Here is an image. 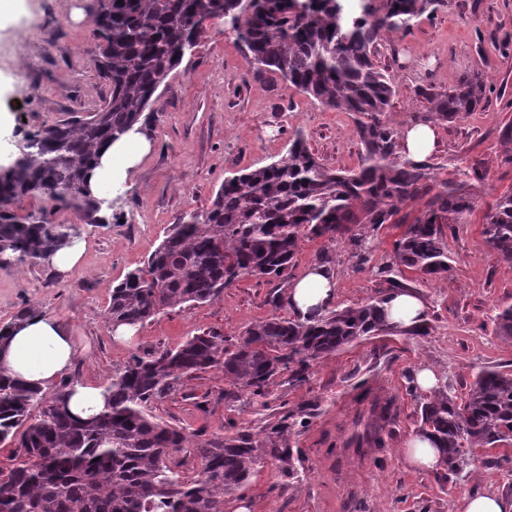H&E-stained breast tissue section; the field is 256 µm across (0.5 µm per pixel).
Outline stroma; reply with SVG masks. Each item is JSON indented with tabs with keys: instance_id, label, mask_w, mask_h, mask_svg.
Instances as JSON below:
<instances>
[{
	"instance_id": "stroma-1",
	"label": "stroma",
	"mask_w": 512,
	"mask_h": 512,
	"mask_svg": "<svg viewBox=\"0 0 512 512\" xmlns=\"http://www.w3.org/2000/svg\"><path fill=\"white\" fill-rule=\"evenodd\" d=\"M96 8L97 0H25L21 15L0 27V110L10 116L0 144L94 111L108 97L91 56ZM376 60L396 85L388 119L399 130L422 115L424 93L457 85L473 72L483 76L485 102L438 122L440 146L429 159L437 182L458 159L478 166L485 179L477 207L469 223L447 236L448 275L424 277L402 267L384 278L353 267L345 245L323 239L303 240L288 270L296 279L330 253L338 308L366 302L387 288L388 278L401 280L427 302L429 335L363 338L313 362L303 386L278 378L264 400L225 399L228 382L209 370L152 405L157 420L206 438L256 435L298 412L301 423L289 441L298 452L299 480L283 485L273 465L259 464L247 485L225 498L224 512H455L467 490L512 494V469L479 463L466 481L444 482L408 466L402 453L418 426V400L407 385L420 365L447 376L461 398L479 372L512 370V340L496 336L494 325L499 310L512 305V263L498 259L482 234L488 204L512 191V164L505 163L500 140L502 128L512 125V0H439L408 31L383 34ZM148 122L152 147L113 194L112 224L73 227L86 242L79 265L64 276L43 263L0 266V326L28 307L57 319L77 338L71 373L83 384L104 383L135 354L172 349L208 332L233 341L271 313L291 317L288 305L270 303L277 281L255 276L214 300L144 322L127 346L112 341L107 307L112 283L143 265L167 225L208 207L225 179L285 156L294 133L332 170L355 169L362 151L353 114L322 107L288 90L279 74L256 70L218 20L208 22L195 53L171 73ZM364 383L395 397L392 433L384 447L334 453L332 445L352 431Z\"/></svg>"
}]
</instances>
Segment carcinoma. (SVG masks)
I'll return each instance as SVG.
<instances>
[{
    "mask_svg": "<svg viewBox=\"0 0 512 512\" xmlns=\"http://www.w3.org/2000/svg\"><path fill=\"white\" fill-rule=\"evenodd\" d=\"M437 0H363L361 15L341 0H99L93 19V62L110 87L94 112L71 115L26 133L7 165H0V257L6 263H40L72 236L56 215L78 224H107L101 202L90 198L85 170L97 152L136 124L187 55L195 51L208 22L224 20L251 53L257 69L279 74L288 89L321 105L355 115L362 145L357 169L322 165L296 133L286 156L234 175L210 206L171 224L144 266L129 271L110 290L108 316L138 325L166 309L214 299L245 276L287 279L302 239L349 244L358 268L372 261V238L359 232L403 224L384 274L403 266L423 276L450 268L447 230L466 224L483 175L460 161L452 177L434 189L430 166L402 154L400 133L386 120L396 93L375 63L382 34L404 30ZM485 84L473 75L456 93L426 94L427 119L448 121L473 111ZM34 196L39 210L20 212L15 203ZM424 200L418 215H400V205ZM483 235L493 253L512 262V192L500 195L484 215ZM395 281L363 304L333 309L310 319L272 314L246 329L230 348L224 336L207 333L180 347L134 355L104 382V411L74 417L69 401L79 381L68 378L51 391L19 382L0 371V446L16 443L12 467L0 470V512H224V496L242 488L255 466L272 462L288 486L299 478L289 435L297 425L288 413L262 430L213 440L183 426L158 421L151 405L180 390L197 372L216 370L234 391L264 398L287 375L299 387L311 362L365 336L430 335L423 323L404 329L389 322L385 304L404 291ZM495 330L512 338V306L496 315ZM345 448H382L394 423L396 399L367 387ZM62 404L65 412L57 410ZM418 430L434 437L448 474L470 472L472 449L493 451L484 464L512 466V372L485 370L468 397L439 379L419 399ZM198 461L187 476L175 458Z\"/></svg>",
    "mask_w": 512,
    "mask_h": 512,
    "instance_id": "cac0c4a2",
    "label": "carcinoma"
}]
</instances>
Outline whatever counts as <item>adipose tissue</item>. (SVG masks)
<instances>
[{
  "label": "adipose tissue",
  "mask_w": 512,
  "mask_h": 512,
  "mask_svg": "<svg viewBox=\"0 0 512 512\" xmlns=\"http://www.w3.org/2000/svg\"><path fill=\"white\" fill-rule=\"evenodd\" d=\"M150 142L140 126H133L119 140L104 146L97 165L90 171L92 197L100 199L124 183L149 151ZM336 295L334 271L324 264L310 265L294 282L288 294L292 311L309 318L329 306ZM77 344L71 332L47 314L36 312L17 321L10 338L0 350V367L18 380L50 388L73 366Z\"/></svg>",
  "instance_id": "adipose-tissue-1"
}]
</instances>
